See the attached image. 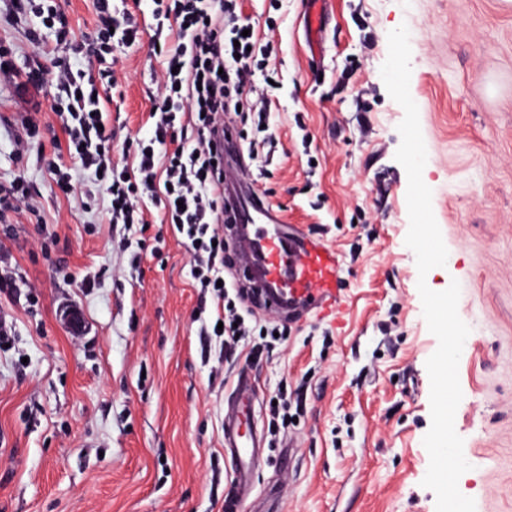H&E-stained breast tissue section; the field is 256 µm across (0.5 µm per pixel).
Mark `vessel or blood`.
I'll return each instance as SVG.
<instances>
[{
  "label": "vessel or blood",
  "instance_id": "1",
  "mask_svg": "<svg viewBox=\"0 0 512 512\" xmlns=\"http://www.w3.org/2000/svg\"><path fill=\"white\" fill-rule=\"evenodd\" d=\"M229 180L235 195L228 204L238 226L235 265L258 289L263 308L282 314L300 309L335 313L343 297L338 250L283 223L279 210L255 191L249 165H236ZM256 421L257 394L247 379H239L224 414V453L245 496L252 491L254 471L264 461Z\"/></svg>",
  "mask_w": 512,
  "mask_h": 512
}]
</instances>
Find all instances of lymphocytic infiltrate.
<instances>
[{
    "label": "lymphocytic infiltrate",
    "instance_id": "f902f5d3",
    "mask_svg": "<svg viewBox=\"0 0 512 512\" xmlns=\"http://www.w3.org/2000/svg\"><path fill=\"white\" fill-rule=\"evenodd\" d=\"M14 14L36 20L29 31L32 43L53 35L55 43L73 55L87 58L89 69H75L65 61L45 65L41 56L16 62L12 49L0 44V82L42 92L55 88L50 106L66 116L65 149H54L47 160L64 194L75 186L57 162L61 154L79 159L92 169L106 194L114 224H145L139 206L150 195L167 224L181 235L191 255V274L202 292L224 303L222 334L228 356L252 336V320L243 314L224 277V131L235 128L248 140L250 151L272 146V135L257 124L262 139H249V114L265 112L266 95L277 81L269 67L272 45H258L246 34L237 0H153L150 19L140 18L127 0H94L95 29L73 38L60 0H10ZM175 26L176 40L164 36L165 25ZM149 44L164 67L155 75V110L159 117L149 137L126 139L124 155L133 164L129 174L115 173L112 147L115 133L104 126L105 95L116 83L118 51Z\"/></svg>",
    "mask_w": 512,
    "mask_h": 512
}]
</instances>
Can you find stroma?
I'll list each match as a JSON object with an SVG mask.
<instances>
[{
	"instance_id": "stroma-1",
	"label": "stroma",
	"mask_w": 512,
	"mask_h": 512,
	"mask_svg": "<svg viewBox=\"0 0 512 512\" xmlns=\"http://www.w3.org/2000/svg\"><path fill=\"white\" fill-rule=\"evenodd\" d=\"M271 42V175L257 187L286 223L342 254L336 314L270 315L288 334L259 362L226 367L201 335L222 309L194 288L190 254L150 199L144 232L110 223L93 175L67 159L85 194L66 198L37 143L14 129L27 97L0 84V182L24 177L29 209L0 223V512H224L233 475L224 406L239 375L260 395L258 426L280 387L300 392L297 422L254 475L244 512H435L422 487L431 425L426 361L438 341L422 313L407 175L396 161L404 112L380 74L389 31L410 33V94L427 150L423 180L448 249L422 280L458 281L470 327L459 361L455 430L471 468L458 481L476 512H512V0H328L314 56L307 0H239ZM147 48L123 52L107 121L147 137ZM74 307L80 333L62 322Z\"/></svg>"
}]
</instances>
